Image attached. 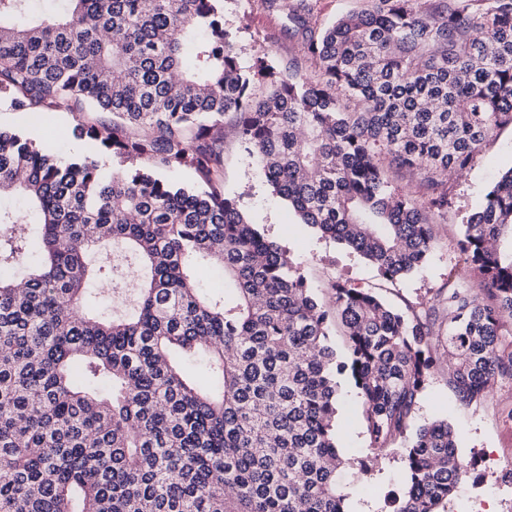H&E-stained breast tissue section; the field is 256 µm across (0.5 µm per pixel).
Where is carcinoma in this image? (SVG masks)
Here are the masks:
<instances>
[{
	"label": "carcinoma",
	"instance_id": "obj_1",
	"mask_svg": "<svg viewBox=\"0 0 512 512\" xmlns=\"http://www.w3.org/2000/svg\"><path fill=\"white\" fill-rule=\"evenodd\" d=\"M260 2L300 56L242 65L223 0H62L50 15L0 0V104L110 112L74 136L119 162L105 177L0 131V198L30 212L0 206V271L35 224L43 253L21 280L0 275V512H349L337 377L362 395L378 453L407 434L438 347L464 404L512 380V167L462 230L481 292L463 279L440 296L437 336L348 283L319 303L223 180L230 126L300 223L388 282L420 268L451 205L446 175L512 127V0H366L324 29L288 0ZM393 168L419 193H396ZM109 246L112 276L137 288L107 318L87 283ZM204 269L221 291L198 288ZM405 468L388 512H438L470 464L442 421L417 430Z\"/></svg>",
	"mask_w": 512,
	"mask_h": 512
}]
</instances>
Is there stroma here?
I'll list each match as a JSON object with an SVG mask.
<instances>
[{
  "instance_id": "obj_1",
  "label": "stroma",
  "mask_w": 512,
  "mask_h": 512,
  "mask_svg": "<svg viewBox=\"0 0 512 512\" xmlns=\"http://www.w3.org/2000/svg\"><path fill=\"white\" fill-rule=\"evenodd\" d=\"M224 24L238 32L243 58L263 49L282 59L299 53L298 44L284 32V20L258 8L255 0H224ZM82 119L77 112H58L52 127H44L29 114L0 105V129L24 131L38 146H53L62 157H97L102 175H110L112 161L96 154L95 147L74 138L72 131ZM512 167V130L505 128L484 148L462 177L450 181L453 206L437 218L434 247L425 265L397 282L385 281L376 267L356 252L321 236L306 225L288 204L278 197L257 169L254 156L237 139L224 146V189L238 198L247 219L265 236L286 250L300 267L312 294L322 302L329 299L331 282H350L369 288L399 308L421 311L430 307L449 281L464 279L479 288L477 273L461 260L459 240L467 217L478 211L490 185ZM512 383H497L487 400L470 405L457 401L448 385V363L438 356L411 421L412 428L445 420L458 433L463 457L473 460L474 470L439 512H512V482L502 472L485 465L487 458L512 461ZM336 444L348 464L347 491L351 512H386L385 496L402 490L405 483L407 440H399L382 455L369 448L364 422L363 400L353 382L341 380L336 403ZM370 473H361L362 464Z\"/></svg>"
}]
</instances>
